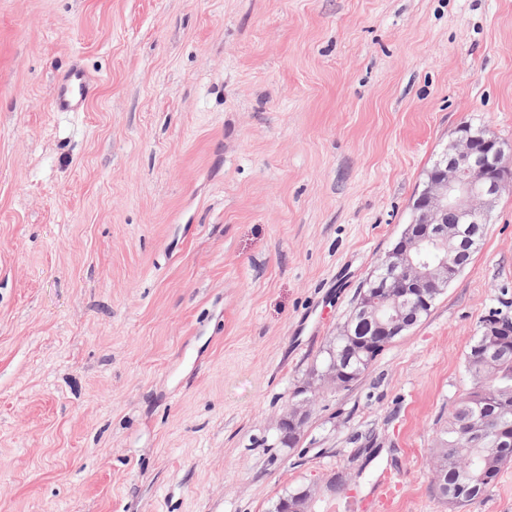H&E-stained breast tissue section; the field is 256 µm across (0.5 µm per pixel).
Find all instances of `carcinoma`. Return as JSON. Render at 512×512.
Instances as JSON below:
<instances>
[{"mask_svg":"<svg viewBox=\"0 0 512 512\" xmlns=\"http://www.w3.org/2000/svg\"><path fill=\"white\" fill-rule=\"evenodd\" d=\"M491 343V337L481 334L466 352L464 364L472 387L460 398L436 448V468L448 484V492L440 496L451 507L480 500L502 468L512 461V447L495 452L490 450L492 439L476 445L470 438L473 420L482 421L489 432L512 424V347L502 344L496 361L482 366L481 354ZM349 345L346 336L332 337L323 364Z\"/></svg>","mask_w":512,"mask_h":512,"instance_id":"carcinoma-1","label":"carcinoma"}]
</instances>
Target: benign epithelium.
Listing matches in <instances>:
<instances>
[{"label": "benign epithelium", "mask_w": 512, "mask_h": 512, "mask_svg": "<svg viewBox=\"0 0 512 512\" xmlns=\"http://www.w3.org/2000/svg\"><path fill=\"white\" fill-rule=\"evenodd\" d=\"M512 187V155L488 129L474 130L465 124L418 194L414 221L402 238L382 258L386 270L378 284L362 293L353 317L373 329L351 356L331 361L319 375V385L334 388L350 385L379 347L390 336L408 328L416 311L430 304L424 289L448 285L461 272L459 258L478 250L485 224L501 193ZM457 225L448 229V213ZM307 410L294 406L280 418L297 425Z\"/></svg>", "instance_id": "7a95c632"}]
</instances>
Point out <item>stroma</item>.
I'll return each mask as SVG.
<instances>
[{
  "label": "stroma",
  "instance_id": "obj_1",
  "mask_svg": "<svg viewBox=\"0 0 512 512\" xmlns=\"http://www.w3.org/2000/svg\"><path fill=\"white\" fill-rule=\"evenodd\" d=\"M97 81L56 112L58 73ZM465 124L512 152V0H0V512H512L436 494L512 303V189L429 314L277 420ZM346 484L328 485L336 474ZM303 405L304 403L302 402L298 406H293L283 417L280 418L277 425L278 436L285 423L289 422L295 426L305 420L307 416V410L303 408ZM303 424L304 423L297 425L296 427L290 426L288 424V427H285L283 430L282 439L280 442L288 447H290L292 444H295L301 436Z\"/></svg>",
  "mask_w": 512,
  "mask_h": 512
}]
</instances>
